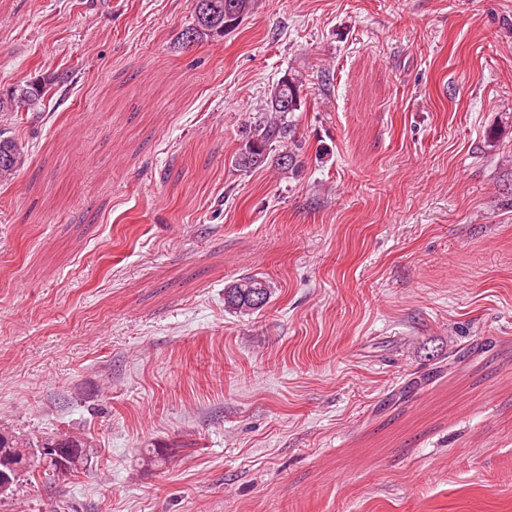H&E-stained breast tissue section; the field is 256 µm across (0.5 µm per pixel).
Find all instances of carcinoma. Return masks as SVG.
I'll use <instances>...</instances> for the list:
<instances>
[{
	"instance_id": "cac0c4a2",
	"label": "carcinoma",
	"mask_w": 512,
	"mask_h": 512,
	"mask_svg": "<svg viewBox=\"0 0 512 512\" xmlns=\"http://www.w3.org/2000/svg\"><path fill=\"white\" fill-rule=\"evenodd\" d=\"M251 0H196L193 21L181 33L182 46L187 48L205 37H222L235 30L249 14ZM50 88L45 84L26 83L0 93V112H18L34 108L47 97ZM307 94L299 75L288 72L270 89L265 111L248 120L241 131L242 144L231 164L249 172L271 165L282 174H294L300 167L302 143L295 137V113L303 111ZM23 163V152L16 142L0 132V179L11 176ZM266 280L258 275L245 276L224 289V306L239 312H255L270 300ZM62 444L77 452L70 459L69 476L85 472L94 455L92 442L83 435L57 436ZM51 438L33 440L15 434H0V448L8 449L13 458L10 472L13 484L21 477H35L38 472L55 473L54 467L35 456Z\"/></svg>"
}]
</instances>
